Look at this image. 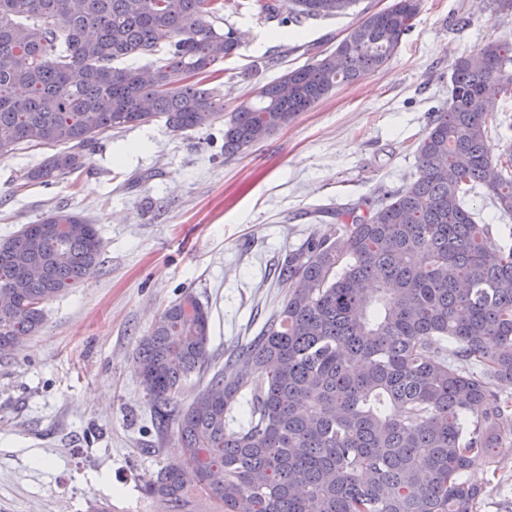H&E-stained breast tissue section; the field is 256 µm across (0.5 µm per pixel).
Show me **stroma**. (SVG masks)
Listing matches in <instances>:
<instances>
[{"label": "stroma", "mask_w": 512, "mask_h": 512, "mask_svg": "<svg viewBox=\"0 0 512 512\" xmlns=\"http://www.w3.org/2000/svg\"><path fill=\"white\" fill-rule=\"evenodd\" d=\"M241 2L224 23L242 46L212 81L229 108L332 52L393 0L285 28ZM495 40L512 42V0H420L385 67L240 154L225 156L222 124L176 133L153 122L107 133L82 172L51 185L21 179L48 148L0 158V239L64 208L91 218L104 244L97 272L0 355V512H165L142 489L181 453L176 428L158 436L138 375L155 318L193 292L210 312L212 370L222 368L277 310L275 268L289 248L325 227L327 211L417 178L416 148L448 106L453 62ZM467 478L484 490L480 512H512V436Z\"/></svg>", "instance_id": "stroma-1"}]
</instances>
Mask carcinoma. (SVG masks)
I'll return each instance as SVG.
<instances>
[{"label":"carcinoma","instance_id":"carcinoma-1","mask_svg":"<svg viewBox=\"0 0 512 512\" xmlns=\"http://www.w3.org/2000/svg\"><path fill=\"white\" fill-rule=\"evenodd\" d=\"M257 2L264 18L299 24L356 0ZM419 6L362 17L335 51L286 72L288 97L276 79L228 111L198 79L241 47L220 26L224 0H0V157L62 147L24 174L47 184L79 172L96 137L158 119L177 133L222 119L224 154H238L385 66ZM491 85V98L512 99L509 42L454 62L415 181L336 208L288 251L281 308L182 411L181 457L145 481L167 512H186L195 491L221 512H479L483 490L464 476L512 433L500 389L512 383V245L464 203L482 187L512 217V146L475 104ZM102 251L93 221L65 209L0 240V353L37 333L45 305L89 278ZM208 341V310L187 291L140 341L160 434L172 397L207 369ZM244 396L249 425L231 431Z\"/></svg>","mask_w":512,"mask_h":512}]
</instances>
